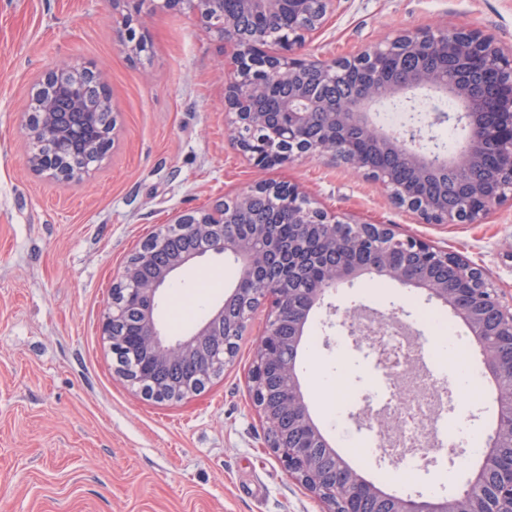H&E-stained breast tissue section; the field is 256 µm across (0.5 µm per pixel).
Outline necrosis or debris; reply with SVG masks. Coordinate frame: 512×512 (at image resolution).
I'll use <instances>...</instances> for the list:
<instances>
[{"label":"necrosis or debris","mask_w":512,"mask_h":512,"mask_svg":"<svg viewBox=\"0 0 512 512\" xmlns=\"http://www.w3.org/2000/svg\"><path fill=\"white\" fill-rule=\"evenodd\" d=\"M362 343L373 362L375 393L368 406L377 446L399 472L419 470L437 449L459 443L458 420L448 411L435 365L421 367L424 356L407 327L387 321L363 331Z\"/></svg>","instance_id":"4bbe7bcc"}]
</instances>
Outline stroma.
Wrapping results in <instances>:
<instances>
[{
  "label": "stroma",
  "mask_w": 512,
  "mask_h": 512,
  "mask_svg": "<svg viewBox=\"0 0 512 512\" xmlns=\"http://www.w3.org/2000/svg\"><path fill=\"white\" fill-rule=\"evenodd\" d=\"M140 9L147 49L120 44L124 15ZM466 24L512 53V0H338L303 49L310 59L352 57L405 32ZM231 45L160 0H0V512H323L272 449L249 391L268 310L247 322L237 351L196 395L145 399L114 373L101 333L112 280L127 257L175 215L208 209L266 179L299 185L320 207L427 241L481 266L512 300V202L480 224H425L376 182L328 155L255 168L227 129L224 86ZM63 63L104 68L119 135L91 177L59 183L30 168L23 134L37 77ZM231 258L209 254L178 273L159 298L199 324L237 278ZM328 305L396 311L425 349L441 344L450 309L415 288L364 275ZM315 309L299 353L309 412L358 472L380 487L436 496L457 492L471 456L402 481L394 465L362 464L366 432L352 414L373 375L354 339ZM349 366L351 399L331 417L321 384Z\"/></svg>",
  "instance_id": "1"
}]
</instances>
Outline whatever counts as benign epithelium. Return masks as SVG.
Returning <instances> with one entry per match:
<instances>
[{
    "label": "benign epithelium",
    "mask_w": 512,
    "mask_h": 512,
    "mask_svg": "<svg viewBox=\"0 0 512 512\" xmlns=\"http://www.w3.org/2000/svg\"><path fill=\"white\" fill-rule=\"evenodd\" d=\"M336 2L245 0L256 27L252 33L244 34L228 16L215 22L214 14L222 10L223 0H164L171 9L190 10L200 23L215 30L235 47L237 61L245 60L252 66L249 71L241 66L237 68L225 87V103L229 109L230 130L246 126L260 129L269 124L278 130L271 150L274 157L271 163L262 160L248 144L240 143V148L249 154L256 167L264 169L300 157L329 153L351 169L380 183L398 205L419 213L429 223L482 222L512 193V55L504 54L493 36L461 25L452 31L404 33L384 45L370 46L353 58L330 61L303 58L301 47L325 26L335 11ZM285 14L290 22V37L286 42H276L279 52L271 54L265 49L269 39L262 35V30L278 24ZM433 54L444 56L448 70L455 72V77L442 78L419 68L381 81L375 75L372 81L338 94L331 101H318L308 93L307 82L312 76L324 83L338 84L352 68L367 62L374 63L379 73L386 59ZM62 78L68 79L75 88L106 87L102 69L77 64H64L46 72L39 86L52 87ZM418 90L450 97L461 104V110L454 116L439 112L422 117L412 115L396 131H385L370 118V110L377 103L393 97L411 103ZM29 112L39 116V121L29 119L23 127L25 137L32 141L45 138L51 131L61 140L70 138L73 133V129L55 122L56 113L50 97L33 98ZM451 118L464 123L466 148L444 157V163L438 166L433 160L440 157L441 151L435 144L424 149L421 131L425 126ZM355 135L380 154L408 159L418 177L427 179L449 174L455 185L464 188L469 199L480 206L461 208L440 198L410 196L394 182L389 170L365 165L353 146ZM117 136V119L114 118L112 126L87 142V157L82 167L70 165L65 158L54 160L36 154L28 158V163L58 181L81 179L106 157ZM487 143L498 153L499 169L493 180L483 182L472 178V173L481 167ZM258 195L278 199V204L287 208L295 222L305 229H325L332 237H344L352 248L371 245L383 256L394 249H404L427 263L448 270V275L467 281L472 292L462 302L448 293V283L411 277L402 269L390 267L384 259L370 266L354 267L344 275L326 276L310 288L298 289L291 287V284L303 281L302 269L297 266L288 270L280 283L258 282L248 294L239 287L234 288L194 332L176 341L165 340L155 319L157 299L180 270L206 253L215 252L232 257L239 267L240 279L249 280L260 266L278 253L279 245L261 228H256L251 238L243 239L236 226L228 223L226 208L244 209ZM186 227L198 238L197 246L173 256L165 264L153 265V244ZM365 272L418 288L428 297L450 306L469 323L487 370L502 378L495 365L494 351L486 341L482 320L487 314L494 316L500 335L512 341V305L502 303L482 268L452 252L436 249L420 238L402 237L389 224L356 222L343 214L329 212L291 184L258 182L231 201L219 203L210 210L175 216L145 239L113 279L112 298L105 309L101 330L112 352H121L131 346L140 352L137 365H130L126 360L117 363L116 373L121 379L148 399L178 402L200 392L211 377L224 369V364L234 353L230 341L241 335L248 318L261 304L270 302L265 330L250 374L252 399L266 426L268 447L288 475L326 506V512H353L349 500L336 497V489L329 484L310 449L288 447L289 431L280 427V415L285 410L294 415L289 425L307 430L311 446L321 444V434L300 390L296 360L284 362L279 358L277 327L287 317L296 327V336L303 335L306 320L324 297L351 284L355 277ZM142 299L146 304L141 310L136 334L126 336L119 324L126 308ZM182 361L195 364L192 377L183 382L155 380L156 373L162 368ZM271 372L283 378L280 396L275 401L270 400L267 386ZM498 458L499 448L487 449L484 466L467 478L471 490L461 507L463 512H512V469H498ZM394 512H448V497L402 494L396 500Z\"/></svg>",
    "instance_id": "7a95c632"
}]
</instances>
